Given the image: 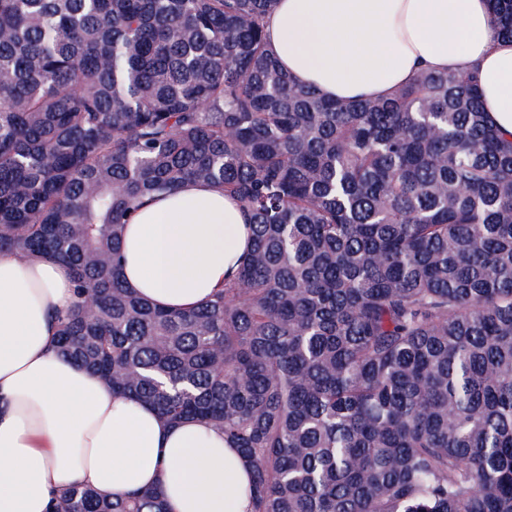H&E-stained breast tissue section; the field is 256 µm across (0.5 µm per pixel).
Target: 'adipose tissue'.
<instances>
[{
    "mask_svg": "<svg viewBox=\"0 0 512 512\" xmlns=\"http://www.w3.org/2000/svg\"><path fill=\"white\" fill-rule=\"evenodd\" d=\"M271 54L324 97H388L420 68L476 70L482 106L512 135V41L489 0H277ZM251 246V227L223 190L188 182L138 209L126 229L123 281L185 312L223 286ZM70 267L0 252V512H49L72 485L117 497L160 488L168 512H251V468L223 432L169 423L112 394L54 347L74 306Z\"/></svg>",
    "mask_w": 512,
    "mask_h": 512,
    "instance_id": "adipose-tissue-1",
    "label": "adipose tissue"
}]
</instances>
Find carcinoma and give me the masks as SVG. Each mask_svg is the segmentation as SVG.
<instances>
[{
    "mask_svg": "<svg viewBox=\"0 0 512 512\" xmlns=\"http://www.w3.org/2000/svg\"><path fill=\"white\" fill-rule=\"evenodd\" d=\"M512 40V0H490ZM275 0H0V252L66 262L58 349L224 432L253 512H512V139L477 73L332 101ZM187 180L251 218L198 309L125 287L124 231ZM51 512H167L74 485Z\"/></svg>",
    "mask_w": 512,
    "mask_h": 512,
    "instance_id": "carcinoma-1",
    "label": "carcinoma"
}]
</instances>
